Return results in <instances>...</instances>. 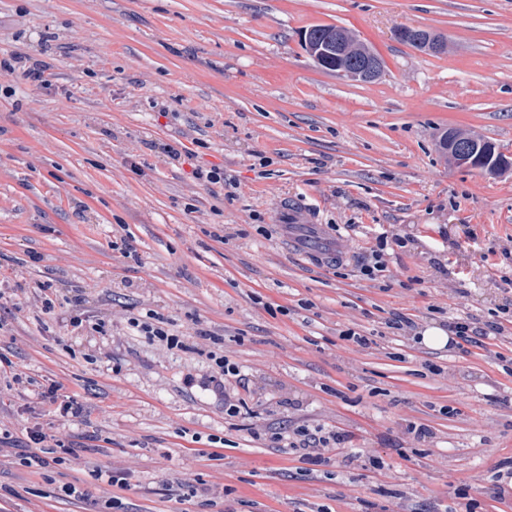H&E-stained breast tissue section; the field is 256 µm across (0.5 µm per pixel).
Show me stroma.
Returning a JSON list of instances; mask_svg holds the SVG:
<instances>
[{"mask_svg": "<svg viewBox=\"0 0 512 512\" xmlns=\"http://www.w3.org/2000/svg\"><path fill=\"white\" fill-rule=\"evenodd\" d=\"M322 24L374 50L381 79L319 68L301 33ZM401 26L447 52L398 41ZM39 52L52 87L0 74V286L21 274L57 300L42 314L0 299V356L23 376H0V429L22 442L38 423L76 454L0 471V512H104L113 497L118 512H386L401 492L410 512H445L461 487L478 512H512L495 487L512 344L433 349L387 326L512 307V170L437 149L455 127L512 155V0H0V59ZM198 165L223 182H196ZM288 203L328 226L322 243L285 228ZM382 236L370 280L360 262ZM149 310L183 348L130 334ZM78 311L104 332L73 330ZM213 352L246 376L237 417L206 384ZM51 385L90 418L40 404ZM304 423L347 432L364 460L274 447ZM110 467L129 488L99 478ZM396 37L402 42H414L421 46V50L435 54L442 55L447 50L446 41L438 36H435L431 31L427 29L411 28V27H399L396 29ZM411 47L420 49L412 43H408ZM387 245V237L380 239L376 244V249L371 250L366 262L361 264L360 272L367 279L375 280L380 273L386 271L387 267L383 260V255Z\"/></svg>", "mask_w": 512, "mask_h": 512, "instance_id": "1", "label": "stroma"}]
</instances>
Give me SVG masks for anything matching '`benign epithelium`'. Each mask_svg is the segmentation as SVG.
Wrapping results in <instances>:
<instances>
[{
	"mask_svg": "<svg viewBox=\"0 0 512 512\" xmlns=\"http://www.w3.org/2000/svg\"><path fill=\"white\" fill-rule=\"evenodd\" d=\"M396 37L402 42H414L421 46V50L442 55L447 50L446 41L434 35L427 29L399 27L396 29ZM301 43L308 56L321 68L326 70L336 69L349 79L356 82H372L383 75V66L377 61L367 58L354 69L341 67L342 60L350 55L352 46L346 32L339 28H327L322 32L314 33L309 28L302 32ZM464 159L460 165L466 169L479 170V162L483 161V146L476 145L473 148H463Z\"/></svg>",
	"mask_w": 512,
	"mask_h": 512,
	"instance_id": "1",
	"label": "benign epithelium"
}]
</instances>
